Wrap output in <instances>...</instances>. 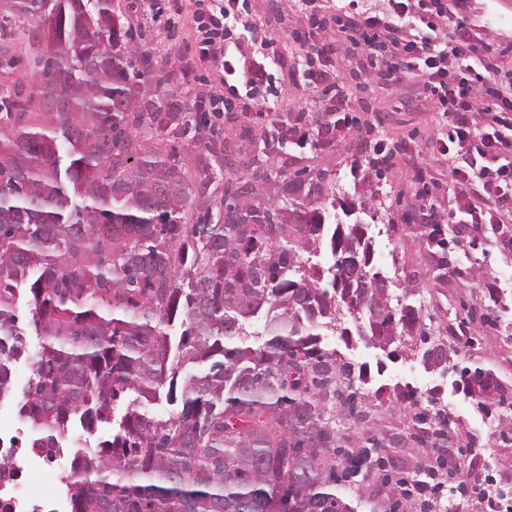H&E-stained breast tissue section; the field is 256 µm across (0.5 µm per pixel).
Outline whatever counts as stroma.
<instances>
[{
	"mask_svg": "<svg viewBox=\"0 0 512 512\" xmlns=\"http://www.w3.org/2000/svg\"><path fill=\"white\" fill-rule=\"evenodd\" d=\"M245 8L252 27L238 45L242 60L258 59L262 42L270 38L277 40L281 59L274 69L275 81L259 88L255 103L275 107L281 118L304 114L324 122L334 120V113L326 109L324 90L301 84L302 72L320 65L316 55L303 53L296 41L298 35L314 28L315 21L308 11L290 0H245ZM467 14L472 22L489 31L488 41L498 53L501 77L512 81V0H469ZM129 22L137 32L139 47L153 57L157 66L156 77L140 84L141 93L151 96L175 89L191 103L223 93L221 73L197 58L196 33L188 17H179L172 28H165L155 20L149 0H141ZM334 65L353 88L352 105L359 124L337 145L303 149L292 145L287 152L294 167L329 171L340 196L357 203L371 201L380 213L404 225V232L398 235L376 237L375 261L396 277L397 282L391 287L395 298L402 293L401 279L417 274L423 285L425 317L448 326V338H455L467 309L487 303V283H494L502 299L512 304V251L474 240L467 232L452 246V274L441 282L431 278L432 259L414 228L423 206L422 187L416 184L415 174L424 168L439 181L448 179L446 158L428 145L442 117L422 99L414 82L389 87L370 79L361 69V56L355 52L340 54ZM374 126L379 127L386 141L396 145L408 141L412 148L397 153L385 171H375L365 163L358 172H351L350 165L363 154L367 131ZM223 128L221 139L231 147L238 172H246L248 161L263 149L253 140L258 124L252 113L241 111L236 120L224 122ZM323 344L336 349L347 361L365 367L367 417L349 429V437H379L392 442L388 454L394 466L388 471L389 479L384 482L375 475L365 478L361 487L367 496H386L389 481L413 478L414 465L428 461L433 452L432 446L411 441L406 410L390 401L384 392V385L395 383L410 386L423 407L428 406L429 396H436L438 406L448 409L458 424L459 448L470 451L468 478L464 483L451 484L444 493L443 504L461 502L464 512H480V485L490 480L498 487L512 488V431L499 422L502 402L512 403V316L486 323L480 330L479 345L451 354L459 367L489 371L498 380L499 386L491 390L482 413L474 408L472 395L452 391L450 380L427 369L419 356L390 361L381 351L366 347L360 338L348 342L336 333L325 336Z\"/></svg>",
	"mask_w": 512,
	"mask_h": 512,
	"instance_id": "1",
	"label": "stroma"
}]
</instances>
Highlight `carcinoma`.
I'll use <instances>...</instances> for the list:
<instances>
[{"mask_svg":"<svg viewBox=\"0 0 512 512\" xmlns=\"http://www.w3.org/2000/svg\"><path fill=\"white\" fill-rule=\"evenodd\" d=\"M138 7L0 0V396L18 401L31 448L86 434L72 512H391L355 494L386 444H341L368 396L319 329L347 314L390 360L417 336L444 377V328L424 322L412 276L391 304L367 225L331 221L344 203L330 173L257 154L238 176L185 100L138 99L154 68L133 45ZM163 131L206 150L198 174L155 145ZM419 228L442 281L458 237ZM323 245L333 263L306 268ZM28 336L38 357L19 392ZM177 397L180 410L154 414ZM452 423L427 411L415 435Z\"/></svg>","mask_w":512,"mask_h":512,"instance_id":"obj_1","label":"carcinoma"}]
</instances>
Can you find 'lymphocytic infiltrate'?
<instances>
[{"label":"lymphocytic infiltrate","mask_w":512,"mask_h":512,"mask_svg":"<svg viewBox=\"0 0 512 512\" xmlns=\"http://www.w3.org/2000/svg\"><path fill=\"white\" fill-rule=\"evenodd\" d=\"M467 0H387L384 10L342 6L334 22L337 37L310 31L299 47L323 58L321 68L305 70L304 84L334 89L332 111L338 117L319 126L301 120L284 124L298 140L333 144L351 130L347 92L331 59L342 38L362 46L370 74L389 85L411 80L445 118L433 141L450 162L447 215L425 213L429 224L449 221L473 231L499 228L502 245L512 246V87L499 78L495 56L474 24L467 22ZM194 23L198 58L224 72L225 105L241 99L267 78L264 63L240 68L237 54L225 47L226 33L243 25L240 0H196Z\"/></svg>","instance_id":"lymphocytic-infiltrate-1"}]
</instances>
